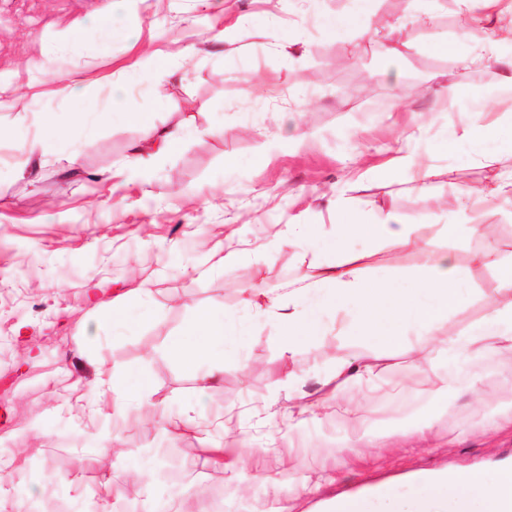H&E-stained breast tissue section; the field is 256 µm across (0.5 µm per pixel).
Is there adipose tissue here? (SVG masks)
Returning a JSON list of instances; mask_svg holds the SVG:
<instances>
[{
    "mask_svg": "<svg viewBox=\"0 0 512 512\" xmlns=\"http://www.w3.org/2000/svg\"><path fill=\"white\" fill-rule=\"evenodd\" d=\"M465 12L460 20L463 51L458 60L463 67L486 62L488 46L496 41L512 42V0H464ZM361 23L366 31L383 36L386 55L394 62L404 56L406 44L401 25L377 18L371 0H352V9L344 15L325 18L328 30L336 31ZM171 64L168 54L155 50L140 56L120 72L112 82L111 114L124 122L143 121L144 115L129 99V83L155 85L167 74ZM489 176L486 183L458 189L456 221L444 225L450 244L440 249L432 241L422 239L418 227L400 222L393 213L377 220H355V208L348 197L336 200V211L342 222L334 229L335 262L322 258L324 234L318 224H288L277 230L265 243L266 251L275 253L289 248L306 264L307 270L285 288L284 298L270 297L263 288V271L246 268L239 288L240 305L277 330L274 345L285 357H292L298 345L328 336L354 333L402 341L413 334L416 345L407 347L408 357L418 368L434 370L433 355L442 351L457 364L470 362L476 355L512 353V253H504L498 243L485 238L482 225L475 219L478 204L491 199L512 200V173L500 171L495 154L482 156ZM482 239L480 248H470L471 239ZM369 243L366 251H353L347 244L353 240ZM390 246L406 253H421L423 262L410 271V288H396L391 282L379 281L370 274L371 264L380 248ZM469 252L468 266L457 260L458 250ZM475 268H495L499 277L494 288L498 299L489 315L470 327L464 336L441 337L440 324L450 312L459 309L468 294L470 273ZM238 333L223 311L199 310L185 331L169 342V353L188 368L208 361L213 371H223L233 363ZM236 364V363H233ZM246 370V363L236 364ZM376 376L368 361L336 362L325 374L321 385L328 396H339L345 385L370 384ZM300 372L289 366L278 380L287 392L288 406L282 413L289 426L316 417L318 405L309 401L299 388ZM138 398L144 409L142 417L154 426L166 429L193 420L194 407H186L181 415L169 413L153 400L149 380L140 374L112 385V418L120 420L130 398ZM512 496V470L495 473L472 472L448 480L437 478L421 490L405 492L388 487L385 494L359 500L356 512H496L501 497Z\"/></svg>",
    "mask_w": 512,
    "mask_h": 512,
    "instance_id": "obj_1",
    "label": "adipose tissue"
}]
</instances>
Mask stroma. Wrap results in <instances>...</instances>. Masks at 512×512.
<instances>
[{"instance_id":"obj_1","label":"stroma","mask_w":512,"mask_h":512,"mask_svg":"<svg viewBox=\"0 0 512 512\" xmlns=\"http://www.w3.org/2000/svg\"><path fill=\"white\" fill-rule=\"evenodd\" d=\"M112 0H0V512H21L54 488L65 512H125L137 503L160 512L163 502L213 489L225 504L266 512L294 479L321 478L319 496L304 512H329L333 498L380 485H408L422 472L512 467V412L478 409L475 392L512 400V367L478 356L448 384L446 408L430 399L439 387L409 362L400 344L363 336L303 345L294 360L300 388L322 396L321 380L339 359L378 365L375 391L348 385L343 404L326 402L317 419L274 427L265 406L277 395L286 364L271 343L273 328L239 306L241 270L208 276L195 270L200 251L223 247L225 231L252 245L245 262L259 264L264 286L279 290L301 269L291 251L266 256L259 246L285 224H333L336 196L349 182L365 218L386 212L420 227L446 247L439 227L458 208L456 185L477 184L487 171L480 150L497 152L512 171V97L500 92L512 76V47L490 45L498 64L459 72L450 48L458 43V0H376L377 11L402 23L409 43L392 77L379 39L360 31L322 28V12L346 11L349 0H142L127 14L135 47L99 35L66 41V33ZM231 27L228 40L206 42V24ZM287 29L288 44L272 31ZM159 49L174 60L158 89L131 87L150 125L116 120L75 124L52 154L31 151L42 112L71 114L77 104L55 93L51 73L94 83L98 106L112 104V79L138 52ZM456 84L463 97L490 101L486 120L496 139L477 147L456 140L467 115L443 107L440 88ZM405 89V108L390 104ZM223 134H215V127ZM182 128L174 153L151 157L158 130ZM303 136L292 142L290 128ZM412 129L404 147L419 160L453 170L427 191L387 177L384 187L361 181L367 168L394 154L397 129ZM270 143L259 154L260 143ZM150 155L149 177L127 170L133 149ZM78 160H71V153ZM234 163H227V156ZM496 269H477L466 303L443 331L465 333L488 314ZM128 302L129 327L112 330L100 316L116 296ZM217 305L241 335L248 372L226 367L205 392L197 374L166 351L201 308ZM140 372L155 402L180 412L198 403L200 418L223 408L242 411L241 435L268 448L243 472L202 463L204 447L224 445L222 431H184L182 440L140 423L130 402L120 432L122 457L103 454L112 422L104 401L94 423L69 409L91 394L100 369ZM361 404L362 427L346 433L344 409ZM398 429L388 448L375 436ZM363 444L361 457L343 456L346 436ZM187 443L178 483L163 480L160 449Z\"/></svg>"}]
</instances>
